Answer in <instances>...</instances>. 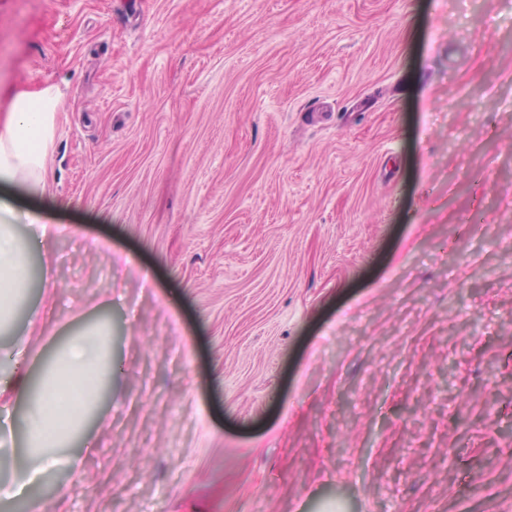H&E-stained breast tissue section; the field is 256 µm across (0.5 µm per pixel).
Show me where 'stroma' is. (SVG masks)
<instances>
[{"label": "stroma", "mask_w": 512, "mask_h": 512, "mask_svg": "<svg viewBox=\"0 0 512 512\" xmlns=\"http://www.w3.org/2000/svg\"><path fill=\"white\" fill-rule=\"evenodd\" d=\"M47 85L0 350L113 374L44 512H512V0H0Z\"/></svg>", "instance_id": "1"}]
</instances>
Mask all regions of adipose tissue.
<instances>
[{"instance_id": "obj_1", "label": "adipose tissue", "mask_w": 512, "mask_h": 512, "mask_svg": "<svg viewBox=\"0 0 512 512\" xmlns=\"http://www.w3.org/2000/svg\"><path fill=\"white\" fill-rule=\"evenodd\" d=\"M62 94L53 85L15 91L0 116V182L22 186L39 195L47 187V158L53 146ZM31 229L20 237L17 225ZM41 214H18L0 203V329L9 327L22 303L30 279L31 240H45ZM112 386L111 332L102 324L68 336L42 366L37 380L28 374L1 380L0 394L11 392L24 411L21 449L6 478L0 480V500L26 494L47 472L66 464L76 466L72 447L98 418L102 395Z\"/></svg>"}]
</instances>
